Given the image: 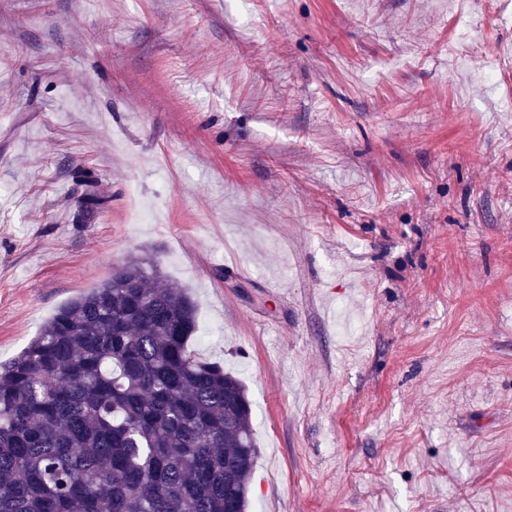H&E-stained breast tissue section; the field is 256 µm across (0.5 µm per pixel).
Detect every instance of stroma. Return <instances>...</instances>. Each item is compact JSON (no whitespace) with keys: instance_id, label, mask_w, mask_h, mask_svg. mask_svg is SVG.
Wrapping results in <instances>:
<instances>
[{"instance_id":"1","label":"stroma","mask_w":512,"mask_h":512,"mask_svg":"<svg viewBox=\"0 0 512 512\" xmlns=\"http://www.w3.org/2000/svg\"><path fill=\"white\" fill-rule=\"evenodd\" d=\"M132 253L248 512H512V0H0V365ZM76 179L81 180L86 186V193L83 197L82 207L87 217H91L95 209L101 204L102 199L98 196L95 190V180L92 178L91 173L86 169L77 168L70 173Z\"/></svg>"}]
</instances>
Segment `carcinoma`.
Here are the masks:
<instances>
[{"mask_svg":"<svg viewBox=\"0 0 512 512\" xmlns=\"http://www.w3.org/2000/svg\"><path fill=\"white\" fill-rule=\"evenodd\" d=\"M82 207L102 199L86 169ZM196 308L128 257L0 367V512H247L243 381L193 349Z\"/></svg>","mask_w":512,"mask_h":512,"instance_id":"cac0c4a2","label":"carcinoma"}]
</instances>
